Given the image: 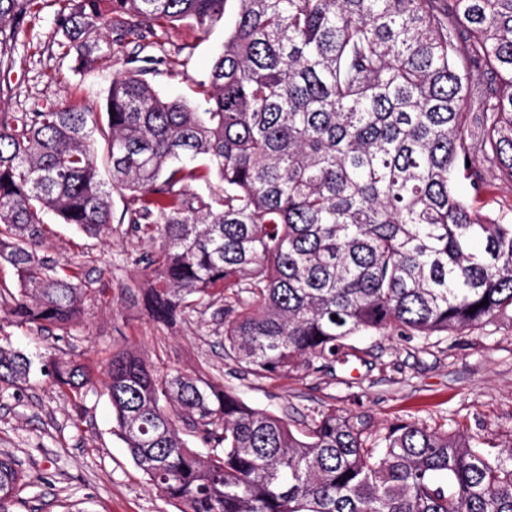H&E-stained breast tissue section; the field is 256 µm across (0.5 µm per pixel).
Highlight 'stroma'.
Wrapping results in <instances>:
<instances>
[{
  "mask_svg": "<svg viewBox=\"0 0 512 512\" xmlns=\"http://www.w3.org/2000/svg\"><path fill=\"white\" fill-rule=\"evenodd\" d=\"M238 8V0H227L223 21L204 39L184 27L147 39L145 54L166 60L153 84L202 105L196 83L221 52ZM58 10L57 0H44L37 18L20 21L8 60L0 64V109L34 112L56 102L99 111L119 67L106 60L90 72L79 68L55 34ZM170 62L183 65L187 78H171ZM50 228L46 254L81 263L93 289L80 322L68 329L5 328L13 347L29 356L75 359L100 376L112 352L130 350L167 370L223 377L250 405L288 418L295 429L330 405L366 415L377 428L412 417L443 431L455 420L499 447L512 445L511 322L427 342L372 333L355 339V357L333 373L245 377L225 357L224 328L211 314L164 325L132 306L133 293L146 285L133 260L149 250L148 241L117 223L105 243L67 224L54 221ZM0 456L12 457L28 482L17 512H178L113 435L107 396L91 393L75 406L37 371L28 384L0 396Z\"/></svg>",
  "mask_w": 512,
  "mask_h": 512,
  "instance_id": "1",
  "label": "stroma"
}]
</instances>
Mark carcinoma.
Here are the masks:
<instances>
[{"mask_svg":"<svg viewBox=\"0 0 512 512\" xmlns=\"http://www.w3.org/2000/svg\"><path fill=\"white\" fill-rule=\"evenodd\" d=\"M61 2L62 47L91 69L181 25L205 38L226 0ZM239 2L202 112L162 95L158 60L137 53L100 121L66 104L0 112V259L18 275L0 330L81 317L86 275L42 255L47 213L158 243L134 260L142 307L163 324L214 309L224 354L259 378L330 373L373 331L426 340L512 319V224L482 223L456 184L480 196L486 168L512 186V0ZM38 5L0 0V58ZM32 367L0 343V387ZM40 370L77 405L97 383L77 361ZM105 371L114 434L179 512H512V448L484 435L374 430L332 407L295 432L222 378L130 351ZM24 485L0 457V512Z\"/></svg>","mask_w":512,"mask_h":512,"instance_id":"obj_1","label":"carcinoma"}]
</instances>
